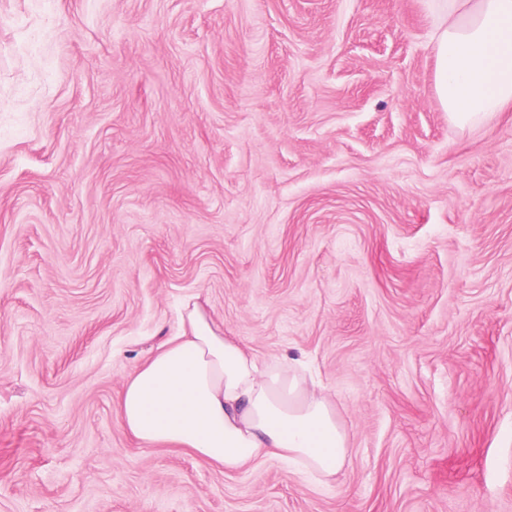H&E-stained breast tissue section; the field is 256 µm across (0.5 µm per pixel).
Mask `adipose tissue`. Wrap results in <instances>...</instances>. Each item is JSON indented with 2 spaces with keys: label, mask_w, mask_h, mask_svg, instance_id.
<instances>
[{
  "label": "adipose tissue",
  "mask_w": 512,
  "mask_h": 512,
  "mask_svg": "<svg viewBox=\"0 0 512 512\" xmlns=\"http://www.w3.org/2000/svg\"><path fill=\"white\" fill-rule=\"evenodd\" d=\"M439 2L436 93L449 119L512 112V0ZM180 324L126 381L120 424L145 447L183 446L227 471L275 458L329 484L347 435L321 385L296 364L259 362L198 301L183 303Z\"/></svg>",
  "instance_id": "adipose-tissue-1"
}]
</instances>
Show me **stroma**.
I'll return each mask as SVG.
<instances>
[{
  "label": "stroma",
  "mask_w": 512,
  "mask_h": 512,
  "mask_svg": "<svg viewBox=\"0 0 512 512\" xmlns=\"http://www.w3.org/2000/svg\"><path fill=\"white\" fill-rule=\"evenodd\" d=\"M195 296L335 483L118 423ZM0 512H512V112L449 120L428 0H0Z\"/></svg>",
  "instance_id": "1"
}]
</instances>
